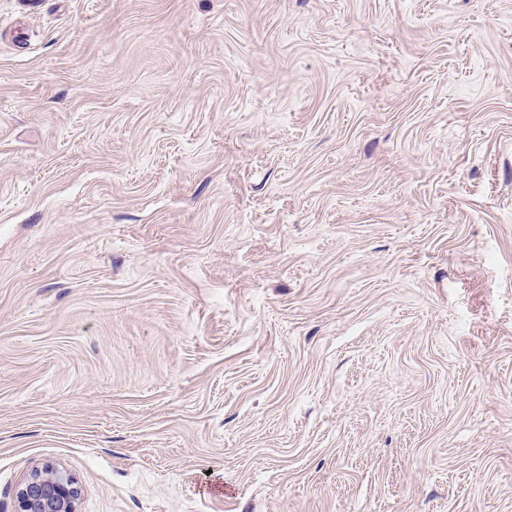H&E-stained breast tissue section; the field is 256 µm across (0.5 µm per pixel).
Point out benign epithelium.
<instances>
[{"mask_svg": "<svg viewBox=\"0 0 512 512\" xmlns=\"http://www.w3.org/2000/svg\"><path fill=\"white\" fill-rule=\"evenodd\" d=\"M81 494L66 470L47 466L32 472L18 490L21 512H77Z\"/></svg>", "mask_w": 512, "mask_h": 512, "instance_id": "1", "label": "benign epithelium"}]
</instances>
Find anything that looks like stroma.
<instances>
[{"label": "stroma", "mask_w": 512, "mask_h": 512, "mask_svg": "<svg viewBox=\"0 0 512 512\" xmlns=\"http://www.w3.org/2000/svg\"><path fill=\"white\" fill-rule=\"evenodd\" d=\"M512 512V0H0V512ZM80 494V486L69 472L47 466L32 472L20 486V511L77 512Z\"/></svg>", "instance_id": "obj_1"}]
</instances>
